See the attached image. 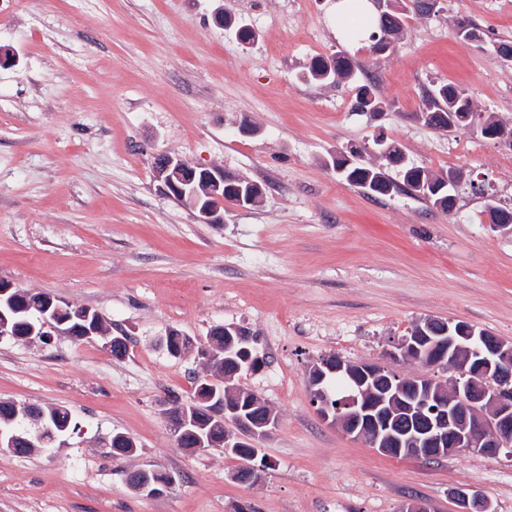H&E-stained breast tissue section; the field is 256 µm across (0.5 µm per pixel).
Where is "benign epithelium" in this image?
Instances as JSON below:
<instances>
[{"label": "benign epithelium", "mask_w": 512, "mask_h": 512, "mask_svg": "<svg viewBox=\"0 0 512 512\" xmlns=\"http://www.w3.org/2000/svg\"><path fill=\"white\" fill-rule=\"evenodd\" d=\"M197 168L179 158L168 157L158 167V176L168 173L187 182L194 178ZM65 322L45 320L42 333L29 340H48L50 336H68ZM90 340L101 339L112 357L120 359L128 351L123 336H109L97 330L86 333ZM233 345L213 342L197 347L198 355L215 366L224 363V355ZM426 347L434 364L440 367L456 366L460 354H466L463 367L467 368L470 381L455 385V395L450 399L429 383L414 398L404 394L405 386L394 376L389 367L380 363H352L337 357L319 359L311 372V402L325 420L338 424L343 431L367 442L385 454L394 453L406 458L441 460L460 451L480 455H495L503 448L512 446V342L489 333H480L467 322L429 318L415 336H405L396 349L402 357ZM345 372L353 382L348 396L331 404L324 387L327 376ZM385 387L378 394L372 384ZM204 411L210 421L219 425H233L225 433L224 440L216 442L201 436L193 448L204 452L211 448L229 451L245 444L253 447L267 438L276 425L274 412L265 409L259 417H245L240 409L224 402H213L210 388L198 390L183 401L170 398L163 403V414L175 441L182 440L189 425V417ZM30 445L27 434L0 431V451L14 452ZM456 512H493L489 500L469 486L452 489Z\"/></svg>", "instance_id": "obj_1"}]
</instances>
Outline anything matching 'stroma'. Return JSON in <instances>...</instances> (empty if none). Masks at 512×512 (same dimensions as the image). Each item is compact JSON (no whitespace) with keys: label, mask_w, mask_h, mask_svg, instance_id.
Returning a JSON list of instances; mask_svg holds the SVG:
<instances>
[{"label":"stroma","mask_w":512,"mask_h":512,"mask_svg":"<svg viewBox=\"0 0 512 512\" xmlns=\"http://www.w3.org/2000/svg\"><path fill=\"white\" fill-rule=\"evenodd\" d=\"M336 0H0V282L98 312L129 351L101 341L0 337V400L68 407L75 432L28 455L0 453V512H398L407 499L454 512L469 485L512 512V453L393 458L323 421L308 369L335 354L382 362L419 320H462L512 341V231L485 221L512 203V147L418 120L450 83L512 128V0H440L409 11L389 56L336 31ZM228 17L218 25L215 13ZM465 19L485 33L463 41ZM255 35L241 43L238 27ZM346 51L355 77L305 79L312 58ZM388 104L358 111L356 85ZM250 133H241V125ZM385 135L408 162L463 170L452 212L403 191L374 196L332 157ZM182 158L259 184L220 224L164 190L155 162ZM255 336L262 363L238 383L277 416L267 466L238 483L240 459L181 448L162 414L206 369L172 357L177 329ZM136 448L112 455L114 433ZM135 470L175 482L146 495Z\"/></svg>","instance_id":"35a3bbf8"}]
</instances>
